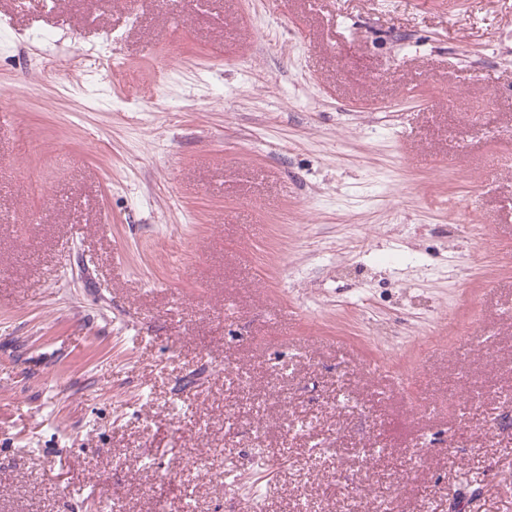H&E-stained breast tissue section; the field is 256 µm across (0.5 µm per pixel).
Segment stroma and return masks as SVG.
I'll return each instance as SVG.
<instances>
[{
  "mask_svg": "<svg viewBox=\"0 0 512 512\" xmlns=\"http://www.w3.org/2000/svg\"><path fill=\"white\" fill-rule=\"evenodd\" d=\"M56 2L0 0V512H512V0Z\"/></svg>",
  "mask_w": 512,
  "mask_h": 512,
  "instance_id": "obj_1",
  "label": "stroma"
}]
</instances>
